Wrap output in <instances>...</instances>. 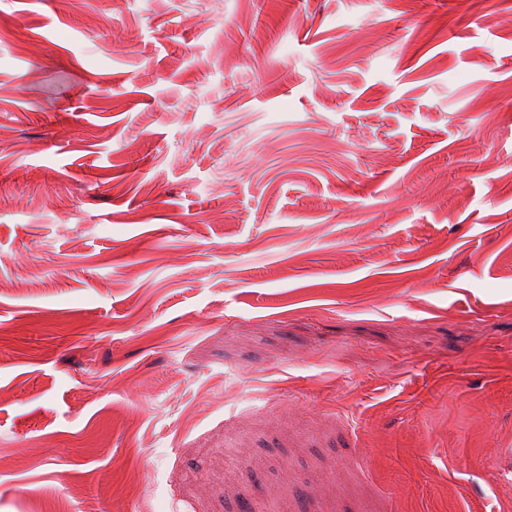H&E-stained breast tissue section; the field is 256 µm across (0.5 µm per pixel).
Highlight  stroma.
<instances>
[{
	"label": "stroma",
	"instance_id": "obj_1",
	"mask_svg": "<svg viewBox=\"0 0 512 512\" xmlns=\"http://www.w3.org/2000/svg\"><path fill=\"white\" fill-rule=\"evenodd\" d=\"M512 512V0H0V512Z\"/></svg>",
	"mask_w": 512,
	"mask_h": 512
}]
</instances>
